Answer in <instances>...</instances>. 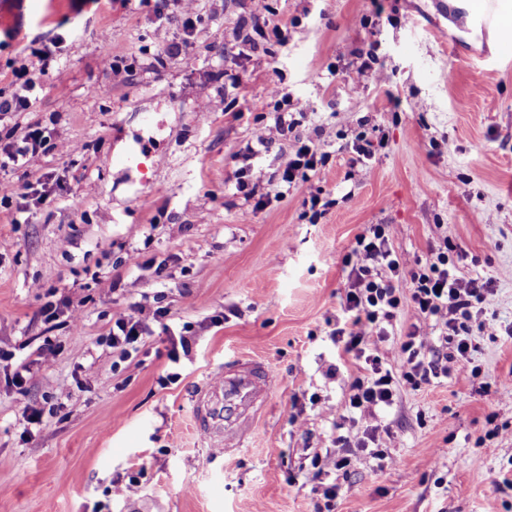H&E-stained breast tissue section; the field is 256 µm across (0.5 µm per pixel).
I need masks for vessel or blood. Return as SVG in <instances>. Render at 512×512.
<instances>
[{"label":"vessel or blood","mask_w":512,"mask_h":512,"mask_svg":"<svg viewBox=\"0 0 512 512\" xmlns=\"http://www.w3.org/2000/svg\"><path fill=\"white\" fill-rule=\"evenodd\" d=\"M499 6L500 0H475L472 20L480 30L493 25ZM274 386L271 371L259 359L238 357L225 363L215 380L198 386L191 400L200 440L228 456L247 448Z\"/></svg>","instance_id":"1"}]
</instances>
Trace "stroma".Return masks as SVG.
<instances>
[{"mask_svg": "<svg viewBox=\"0 0 512 512\" xmlns=\"http://www.w3.org/2000/svg\"><path fill=\"white\" fill-rule=\"evenodd\" d=\"M268 3L285 44H247L251 0H202L182 52L174 8L155 0H0V97L64 38L30 110L0 120L41 124L54 144L37 167L0 170L52 197L0 206V512H122L130 498L165 512H315L313 456L368 423L349 419L365 371L334 333L345 259L370 225H391L412 262L449 244L462 275L494 278L484 313L512 323V56L471 30V0ZM279 112L291 134L258 144ZM317 126L325 165L254 208L239 182L278 181L294 135ZM361 135L373 155L358 162ZM314 193L328 204L318 218ZM136 303L167 315L114 362L112 317ZM423 324L403 304L378 346L394 374L400 336ZM472 344L482 381L454 373L376 411L396 463L381 471L359 454L335 512H512V488L496 486L512 479V340ZM239 355L277 385L249 448L228 458L201 445L190 395ZM22 363L34 379L20 389L8 379ZM30 408L40 424L27 425ZM132 480V496L114 494Z\"/></svg>", "mask_w": 512, "mask_h": 512, "instance_id": "1", "label": "stroma"}]
</instances>
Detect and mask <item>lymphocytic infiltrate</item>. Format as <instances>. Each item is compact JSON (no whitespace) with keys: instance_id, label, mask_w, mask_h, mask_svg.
<instances>
[{"instance_id":"f902f5d3","label":"lymphocytic infiltrate","mask_w":512,"mask_h":512,"mask_svg":"<svg viewBox=\"0 0 512 512\" xmlns=\"http://www.w3.org/2000/svg\"><path fill=\"white\" fill-rule=\"evenodd\" d=\"M55 54V48L44 47L37 63L25 64L16 70L17 90L11 97L0 98V117L30 109L40 87V77ZM322 135V130L316 127L298 137L294 153L282 173V183L294 184L317 170L324 159ZM46 143L44 128L30 125L22 139L0 144V169L37 165ZM392 236L390 225H371L357 237L352 251V286L345 296L348 321L342 352L366 365L365 376L355 379L351 385L348 402L350 413L363 416L392 407L398 387L416 390L433 378L449 374L450 363L469 365L473 332L495 336L500 331L496 319L484 317L482 311V304L492 291V280L460 275L447 251L440 248L432 250L425 264L410 265L393 250ZM404 280L410 283L405 293L398 287ZM406 299L422 318L441 327L443 337L450 339L453 350L444 360L429 358L424 337L416 329H409L400 344L406 369L397 378L385 368L377 346L387 340L388 327ZM142 313V307L135 305L113 315L107 342L119 357L129 356L141 343ZM335 443L332 453L314 459L308 474L319 494L316 512H334L341 489L340 479L347 476L357 453L369 452L381 470L394 464L386 452L387 438L379 426H372L353 438L337 436Z\"/></svg>"}]
</instances>
